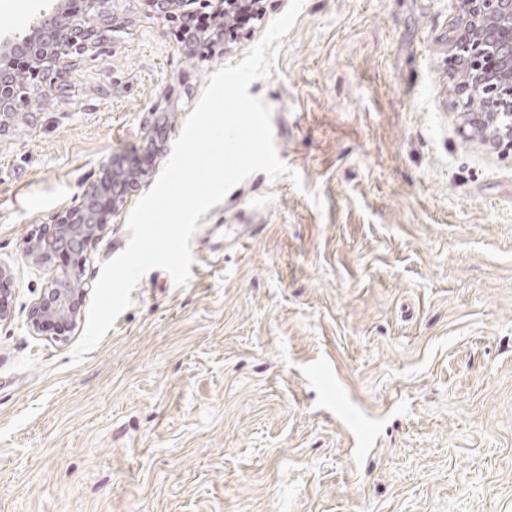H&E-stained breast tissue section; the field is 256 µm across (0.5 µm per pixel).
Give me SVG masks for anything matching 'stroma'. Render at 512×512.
<instances>
[{"mask_svg":"<svg viewBox=\"0 0 512 512\" xmlns=\"http://www.w3.org/2000/svg\"><path fill=\"white\" fill-rule=\"evenodd\" d=\"M70 2L0 0V32ZM289 3L207 50L115 0L64 90L0 131V512H512V148L456 107L470 0H303L248 88L303 188L234 186L198 221L188 281L148 271L80 363L82 328L28 326L51 273L29 238L165 121L87 249L92 289L209 75ZM322 361L376 430L364 460L309 378ZM12 281L11 270L0 264V323L8 322L13 317L10 297L12 295L10 284Z\"/></svg>","mask_w":512,"mask_h":512,"instance_id":"35a3bbf8","label":"stroma"}]
</instances>
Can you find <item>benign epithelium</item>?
<instances>
[{
  "mask_svg": "<svg viewBox=\"0 0 512 512\" xmlns=\"http://www.w3.org/2000/svg\"><path fill=\"white\" fill-rule=\"evenodd\" d=\"M112 0H82L87 17L80 20L67 9L41 12L34 19V26L52 33H62L67 41L69 52L80 53L95 39L99 38L97 23L110 15ZM476 12L493 21H512V0H472ZM152 5L151 18L162 23L170 18L172 0H147ZM0 47L13 52H22L34 59L44 78L40 84V97L48 102L62 89V79L68 61L59 54L45 52L44 41L40 38L3 36ZM494 76L478 80L468 87L469 94L487 104L485 112L468 113V124L479 130L493 127L499 142L512 145V113L496 111L497 103L484 97L483 91L491 85ZM145 169L134 173L124 165L114 161L104 167L100 180L89 187L79 202L57 215L54 224L47 231L35 235L28 247V260L38 266L50 264L58 255H67L71 263L52 271L47 288L32 305L28 315L29 328L34 333L52 330L57 339H66L80 319L84 290L76 287L83 271V258L89 243L98 236L106 215L119 212L127 197L139 185ZM11 270L0 264V323L13 317L10 297Z\"/></svg>",
  "mask_w": 512,
  "mask_h": 512,
  "instance_id": "1",
  "label": "benign epithelium"
}]
</instances>
